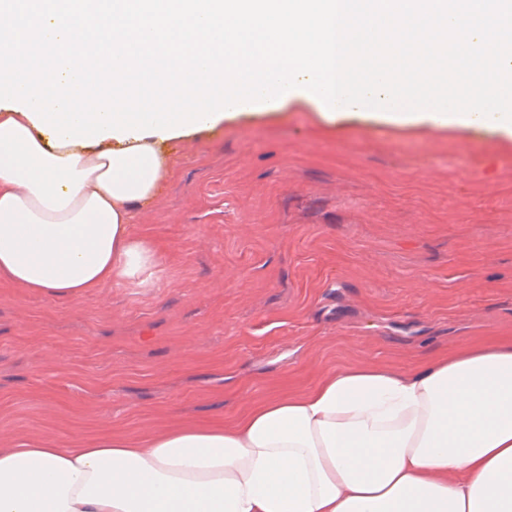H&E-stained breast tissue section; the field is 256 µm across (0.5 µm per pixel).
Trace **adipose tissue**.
Listing matches in <instances>:
<instances>
[{"label":"adipose tissue","mask_w":512,"mask_h":512,"mask_svg":"<svg viewBox=\"0 0 512 512\" xmlns=\"http://www.w3.org/2000/svg\"><path fill=\"white\" fill-rule=\"evenodd\" d=\"M17 17L0 0V279L62 301L148 267L131 226L163 188L162 144L243 113L305 98L332 119L512 137V96L482 75L429 94L353 72L370 42L415 69L450 39L512 81V0H63ZM0 512H512V342L330 372L223 427L0 448Z\"/></svg>","instance_id":"1"}]
</instances>
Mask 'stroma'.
I'll return each mask as SVG.
<instances>
[{"label":"stroma","mask_w":512,"mask_h":512,"mask_svg":"<svg viewBox=\"0 0 512 512\" xmlns=\"http://www.w3.org/2000/svg\"><path fill=\"white\" fill-rule=\"evenodd\" d=\"M155 265L76 302L0 281V445L231 423L328 372L512 339V140L305 100L167 144Z\"/></svg>","instance_id":"35a3bbf8"}]
</instances>
